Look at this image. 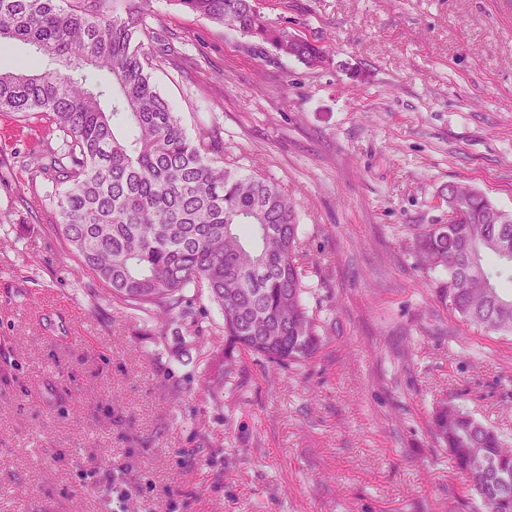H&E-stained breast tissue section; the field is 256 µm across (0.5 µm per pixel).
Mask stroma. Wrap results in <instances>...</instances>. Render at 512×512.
Listing matches in <instances>:
<instances>
[{
  "label": "stroma",
  "instance_id": "stroma-1",
  "mask_svg": "<svg viewBox=\"0 0 512 512\" xmlns=\"http://www.w3.org/2000/svg\"><path fill=\"white\" fill-rule=\"evenodd\" d=\"M310 68L153 0L154 81L190 135L300 203L323 345L279 367L224 317L159 327L54 227L30 162L59 139L0 112V512H477L437 442L442 402L512 445V336L442 302L414 233L448 185L512 211V0H257Z\"/></svg>",
  "mask_w": 512,
  "mask_h": 512
}]
</instances>
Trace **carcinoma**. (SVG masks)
Segmentation results:
<instances>
[{"instance_id": "1", "label": "carcinoma", "mask_w": 512, "mask_h": 512, "mask_svg": "<svg viewBox=\"0 0 512 512\" xmlns=\"http://www.w3.org/2000/svg\"><path fill=\"white\" fill-rule=\"evenodd\" d=\"M183 10L271 45L315 67L321 48L288 41L254 0H174ZM152 0H0V45L23 41L56 68L0 71V112H36L62 133L38 155L34 173L49 186L56 230L112 297L164 325L194 323L190 289L224 316V357L236 351L272 363L303 362L322 346V325L305 303L308 270L297 203L278 184L224 163V142L187 134L157 91L151 60L171 51L148 31ZM455 224L416 236L429 270L441 268L444 299L466 324L512 334V291L487 261L512 271V212L476 188L448 185ZM485 512H512V450L499 434L453 405L433 415Z\"/></svg>"}]
</instances>
